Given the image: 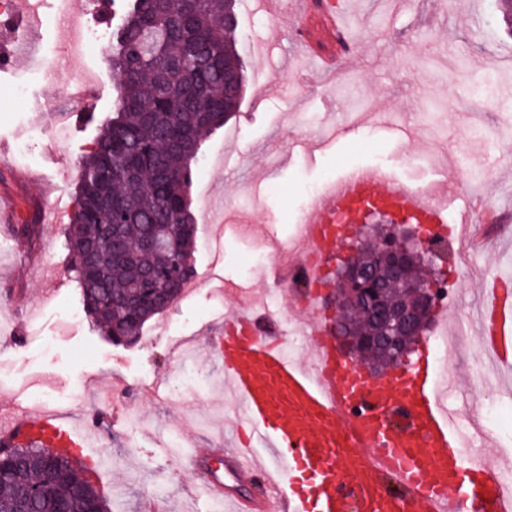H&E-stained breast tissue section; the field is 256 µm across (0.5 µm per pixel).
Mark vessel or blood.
<instances>
[{
	"label": "vessel or blood",
	"instance_id": "1",
	"mask_svg": "<svg viewBox=\"0 0 512 512\" xmlns=\"http://www.w3.org/2000/svg\"><path fill=\"white\" fill-rule=\"evenodd\" d=\"M298 34L322 60L348 57L330 0H306ZM371 197L399 213L423 218L452 236L475 223L480 208L465 207L448 223L445 204L428 188H413L392 172L346 171L301 218L305 246L321 260L350 233L345 220ZM481 350L512 367V295L490 282L477 316ZM300 327L314 359L300 365L285 349V331L254 307L225 317L215 351L233 396L232 410L265 448H206L199 488L233 512H512V499L483 459L465 454L443 405L441 382L428 360L375 378L336 351L322 312L303 310ZM49 436L62 451L84 440L59 414L44 411L0 421V444Z\"/></svg>",
	"mask_w": 512,
	"mask_h": 512
}]
</instances>
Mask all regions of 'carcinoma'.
Returning a JSON list of instances; mask_svg holds the SVG:
<instances>
[{"label": "carcinoma", "instance_id": "obj_1", "mask_svg": "<svg viewBox=\"0 0 512 512\" xmlns=\"http://www.w3.org/2000/svg\"><path fill=\"white\" fill-rule=\"evenodd\" d=\"M228 2L129 0L112 28L114 113L82 159L70 230L85 312L112 338L140 335L192 276V166L240 103L224 91V72L242 68ZM153 236L166 246H148ZM87 471L36 446L0 447V512H20L34 479L35 512H108Z\"/></svg>", "mask_w": 512, "mask_h": 512}]
</instances>
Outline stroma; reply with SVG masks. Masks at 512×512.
Masks as SVG:
<instances>
[{
  "label": "stroma",
  "instance_id": "obj_1",
  "mask_svg": "<svg viewBox=\"0 0 512 512\" xmlns=\"http://www.w3.org/2000/svg\"><path fill=\"white\" fill-rule=\"evenodd\" d=\"M354 49L330 73L314 74L296 46L286 12L254 9L236 0V50L245 66V94L224 128L207 135L191 185L197 247L191 257L204 278L194 298L150 320L132 345L112 343L84 314L69 251L71 214L55 217L49 201L74 199L80 161L92 149L99 122L111 115L116 77L111 51L73 59L59 89L65 135L53 142L49 117L39 112L43 84L30 54L15 52L0 68V195L17 203L12 227L0 234V285L19 290L0 302V413L53 410L72 422L95 421L87 451L104 461L96 487L111 512H209L196 491V474L168 448H207L240 441L224 430L229 395L199 388L191 374L222 380L211 352L183 360L180 342L217 332L218 315L237 310L239 288L260 295L270 285L268 241L294 239L296 220L311 191L346 168L390 169L407 184L429 187L449 200V218L471 197L494 199L505 216L501 237L456 262L446 244L436 269L453 286L462 322L471 324L482 280L512 272V37L502 13L512 0H346ZM99 74L96 109L81 118L73 93L85 70ZM490 79L494 99L475 104L469 84ZM26 84L27 100L15 88ZM350 135L268 171L256 148L288 151L291 138L318 140L333 126ZM229 193L226 223L207 219L206 195ZM36 227L33 236L23 225ZM415 357L429 356L452 378L450 407L468 411L474 400L472 356L449 349L437 361L432 333ZM500 413L488 431L495 445L490 467H512V372L499 371ZM168 377L176 387L158 397L143 388Z\"/></svg>",
  "mask_w": 512,
  "mask_h": 512
}]
</instances>
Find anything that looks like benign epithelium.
<instances>
[{
    "label": "benign epithelium",
    "mask_w": 512,
    "mask_h": 512,
    "mask_svg": "<svg viewBox=\"0 0 512 512\" xmlns=\"http://www.w3.org/2000/svg\"><path fill=\"white\" fill-rule=\"evenodd\" d=\"M374 239L365 240L341 257L340 271L329 289L327 308L341 321L356 317L362 309L371 316L365 332L342 334L339 346L346 358L360 363L364 351H381L384 361L372 360L368 368L377 375L401 366L409 360L415 344L429 326L437 308L441 281L435 276L419 281L408 275V269L428 255L442 253V247L431 241L427 225L411 224L403 217L395 224L372 225ZM376 248L377 262L372 267L360 263L361 250ZM400 289L401 298L387 299L386 286Z\"/></svg>",
    "instance_id": "obj_1"
}]
</instances>
